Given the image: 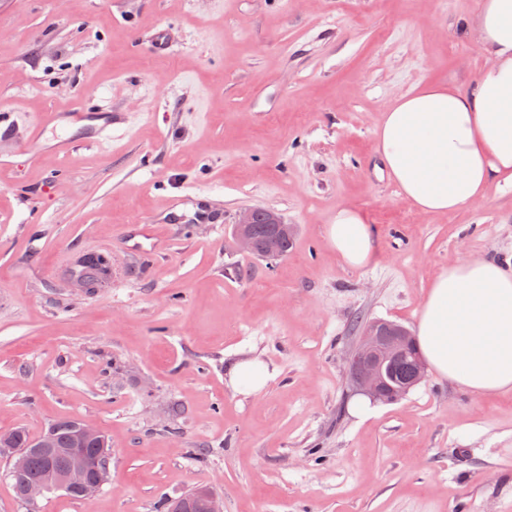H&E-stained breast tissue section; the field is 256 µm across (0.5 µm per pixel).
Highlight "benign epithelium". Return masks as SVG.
<instances>
[{
  "label": "benign epithelium",
  "mask_w": 512,
  "mask_h": 512,
  "mask_svg": "<svg viewBox=\"0 0 512 512\" xmlns=\"http://www.w3.org/2000/svg\"><path fill=\"white\" fill-rule=\"evenodd\" d=\"M235 243L244 253L266 260L282 255L285 239L294 233V226L282 221L269 209L250 207L240 211L234 225ZM414 337L399 325L371 321L361 330V339L352 363L355 392L373 403H393L420 385L427 376V365L413 349ZM93 444L99 455V466L91 470L80 449ZM68 447H60L58 428L51 424L36 437L30 448H19L15 438L0 435V458L8 461L10 470L27 466L30 449L42 448L48 461L44 480L30 484L24 492L27 505L33 506L51 490L77 494L92 499L108 479L110 449L105 434L82 419H73L69 426ZM195 498L203 512H224L223 496L212 486L196 489Z\"/></svg>",
  "instance_id": "7a95c632"
}]
</instances>
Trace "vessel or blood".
Here are the masks:
<instances>
[{"label":"vessel or blood","instance_id":"1","mask_svg":"<svg viewBox=\"0 0 512 512\" xmlns=\"http://www.w3.org/2000/svg\"><path fill=\"white\" fill-rule=\"evenodd\" d=\"M116 120L112 110L103 107L95 111L88 110L77 100L71 101L65 110L44 113L34 125L30 126L24 148L30 159H38L43 148H51L58 156L67 157L73 152L76 143L92 147H102L112 142V128ZM77 124L83 130L81 140L75 141L64 135L67 125Z\"/></svg>","mask_w":512,"mask_h":512}]
</instances>
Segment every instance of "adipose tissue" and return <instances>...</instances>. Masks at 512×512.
Returning <instances> with one entry per match:
<instances>
[{"mask_svg":"<svg viewBox=\"0 0 512 512\" xmlns=\"http://www.w3.org/2000/svg\"><path fill=\"white\" fill-rule=\"evenodd\" d=\"M487 63L466 86L426 85L402 95L376 131V150L404 199L428 214L512 188V0H481L466 23ZM337 256L366 266L375 240L365 215L346 207L329 225ZM418 339L432 371L483 395L512 388V265L460 261L432 283Z\"/></svg>","mask_w":512,"mask_h":512,"instance_id":"obj_1","label":"adipose tissue"}]
</instances>
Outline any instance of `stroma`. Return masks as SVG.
<instances>
[{
  "mask_svg": "<svg viewBox=\"0 0 512 512\" xmlns=\"http://www.w3.org/2000/svg\"><path fill=\"white\" fill-rule=\"evenodd\" d=\"M479 6L0 0V434L80 418L112 452L92 500L58 491L32 509L0 459V512H159L201 483L224 512L512 505V389L479 396L432 373L366 420L350 412L357 320L416 330L450 263L512 258L511 189L426 215L375 152L397 98L485 65L458 33ZM160 28L169 49L148 43ZM77 96L121 113L111 146L29 164L25 129ZM251 206L295 226L286 257L236 249ZM345 207L371 225L368 266L327 238ZM142 222L165 250L122 247ZM90 254L111 271L88 292L71 273ZM254 358L272 378L244 396L229 371Z\"/></svg>",
  "mask_w": 512,
  "mask_h": 512,
  "instance_id": "stroma-1",
  "label": "stroma"
}]
</instances>
